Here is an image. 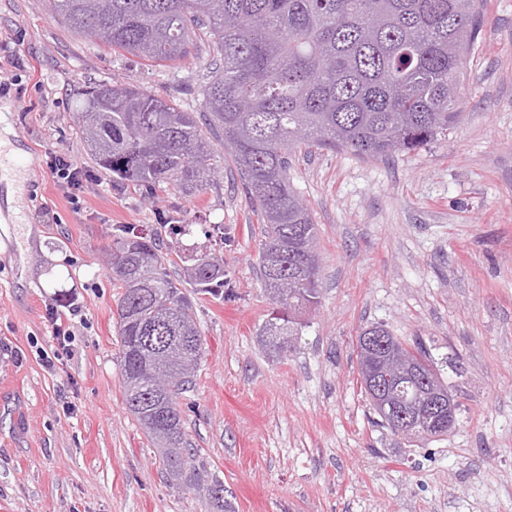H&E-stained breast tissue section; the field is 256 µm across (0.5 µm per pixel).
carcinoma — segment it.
Instances as JSON below:
<instances>
[{
  "mask_svg": "<svg viewBox=\"0 0 512 512\" xmlns=\"http://www.w3.org/2000/svg\"><path fill=\"white\" fill-rule=\"evenodd\" d=\"M51 17L107 52L159 66L198 58L211 68L199 111L129 82L97 81L78 108L81 139L112 182L152 195L202 191L217 171L213 142L238 174L263 224L258 269L275 305L259 346L287 353L296 316L319 299L317 228L288 178L296 149L330 146L378 159L448 137L463 119L467 58L482 27L480 0H47ZM112 94V111L102 108ZM185 224L112 228L105 263L116 304L123 400L161 453L170 478L200 483L177 399L192 384L203 339L191 297L224 298V264L180 257L185 283L166 271ZM124 257L128 271L117 272ZM162 378L169 390H139ZM383 426L410 442L418 428Z\"/></svg>",
  "mask_w": 512,
  "mask_h": 512,
  "instance_id": "1",
  "label": "carcinoma"
}]
</instances>
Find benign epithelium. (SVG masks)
Masks as SVG:
<instances>
[{
    "instance_id": "7a95c632",
    "label": "benign epithelium",
    "mask_w": 512,
    "mask_h": 512,
    "mask_svg": "<svg viewBox=\"0 0 512 512\" xmlns=\"http://www.w3.org/2000/svg\"><path fill=\"white\" fill-rule=\"evenodd\" d=\"M356 350L366 355L381 350L385 358L392 353H399L406 359L405 370L398 377L388 371L384 362L376 370L367 369L370 398L381 415L395 420L400 426H419L430 434H440L452 429L456 419L457 403L452 396L428 386L429 374L427 370L421 368L418 354L413 348L393 337L368 334L358 338ZM403 380L419 382L423 386L425 397L415 409L400 406L390 391L393 383Z\"/></svg>"
}]
</instances>
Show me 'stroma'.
<instances>
[{"label": "stroma", "instance_id": "1", "mask_svg": "<svg viewBox=\"0 0 512 512\" xmlns=\"http://www.w3.org/2000/svg\"><path fill=\"white\" fill-rule=\"evenodd\" d=\"M484 13L447 139L377 160L321 146L293 155L321 298L299 316L296 351L268 356L256 341L273 308L261 226L228 160L195 195L170 186L150 198L98 177L78 212L48 173L55 152L93 167L75 114L88 82L163 97L200 82L208 56L160 67L108 54L44 0H0V82L21 86L0 107L29 161L26 224L9 222L0 186V512H217L206 485L168 479L125 407L117 290L102 264L113 225L173 221L189 227L187 252L224 227V298L196 302L203 353L178 402L230 512H512V0H486ZM73 299L72 355L47 369L46 308ZM374 324L426 343L458 404L447 436L410 443L379 425L350 357Z\"/></svg>", "mask_w": 512, "mask_h": 512}]
</instances>
